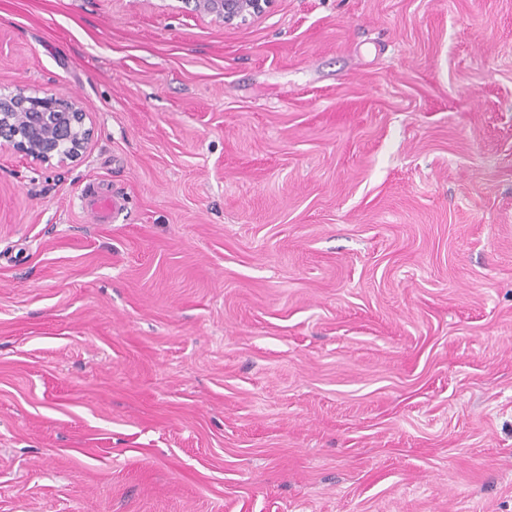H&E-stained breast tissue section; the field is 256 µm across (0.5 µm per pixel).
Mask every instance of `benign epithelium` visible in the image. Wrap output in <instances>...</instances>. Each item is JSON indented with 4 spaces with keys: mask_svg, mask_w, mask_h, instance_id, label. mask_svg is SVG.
Here are the masks:
<instances>
[{
    "mask_svg": "<svg viewBox=\"0 0 512 512\" xmlns=\"http://www.w3.org/2000/svg\"><path fill=\"white\" fill-rule=\"evenodd\" d=\"M194 10L226 26L265 14L273 0H187ZM79 100L23 85L0 92V143L35 164L62 167L78 163L93 137Z\"/></svg>",
    "mask_w": 512,
    "mask_h": 512,
    "instance_id": "1",
    "label": "benign epithelium"
}]
</instances>
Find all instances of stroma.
I'll use <instances>...</instances> for the list:
<instances>
[{"label":"stroma","instance_id":"35a3bbf8","mask_svg":"<svg viewBox=\"0 0 512 512\" xmlns=\"http://www.w3.org/2000/svg\"><path fill=\"white\" fill-rule=\"evenodd\" d=\"M17 85L0 512H512V0H0ZM193 2L196 12L232 26L265 14L274 0H186ZM86 118L77 99L17 85L0 92V145L11 146L35 164H75L94 134Z\"/></svg>","mask_w":512,"mask_h":512}]
</instances>
